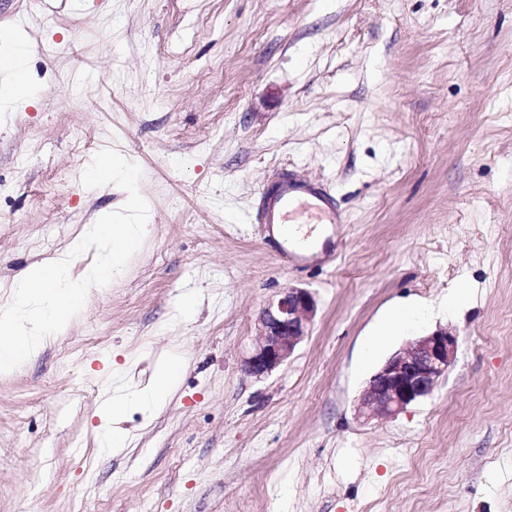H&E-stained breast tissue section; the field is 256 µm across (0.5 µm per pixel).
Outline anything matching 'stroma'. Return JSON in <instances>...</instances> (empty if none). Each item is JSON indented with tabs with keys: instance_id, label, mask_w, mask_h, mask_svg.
<instances>
[{
	"instance_id": "1",
	"label": "stroma",
	"mask_w": 512,
	"mask_h": 512,
	"mask_svg": "<svg viewBox=\"0 0 512 512\" xmlns=\"http://www.w3.org/2000/svg\"><path fill=\"white\" fill-rule=\"evenodd\" d=\"M18 30L38 96L0 103V307L125 201L80 181L100 150L140 166L149 221L0 380V512H512V0H0V41ZM282 170L335 196L336 259L287 268L262 239ZM288 286L314 293L311 332L251 376ZM407 304L424 320L380 337ZM437 329L458 349L433 395L356 420L378 367ZM171 353L165 408L127 410L129 446L104 447L108 400Z\"/></svg>"
}]
</instances>
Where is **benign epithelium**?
<instances>
[{"label":"benign epithelium","mask_w":512,"mask_h":512,"mask_svg":"<svg viewBox=\"0 0 512 512\" xmlns=\"http://www.w3.org/2000/svg\"><path fill=\"white\" fill-rule=\"evenodd\" d=\"M316 313L317 302L309 290L290 286L277 292L257 315L246 372L262 376L288 361L309 335ZM457 348L458 337L442 329L415 338L370 377L357 399L356 416L365 422L395 417L430 397L448 374Z\"/></svg>","instance_id":"obj_1"}]
</instances>
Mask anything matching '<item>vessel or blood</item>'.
<instances>
[{
	"instance_id": "vessel-or-blood-1",
	"label": "vessel or blood",
	"mask_w": 512,
	"mask_h": 512,
	"mask_svg": "<svg viewBox=\"0 0 512 512\" xmlns=\"http://www.w3.org/2000/svg\"><path fill=\"white\" fill-rule=\"evenodd\" d=\"M257 221L264 226V238L273 243L280 261L286 266L306 263L307 255L276 238L278 224H340L343 214L333 197L313 181L303 177H283L267 187L260 199Z\"/></svg>"
}]
</instances>
